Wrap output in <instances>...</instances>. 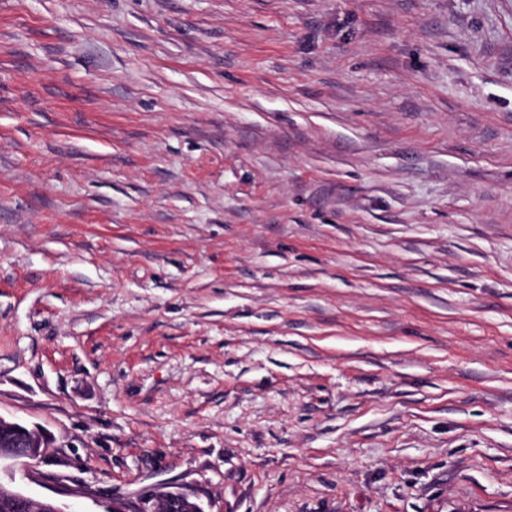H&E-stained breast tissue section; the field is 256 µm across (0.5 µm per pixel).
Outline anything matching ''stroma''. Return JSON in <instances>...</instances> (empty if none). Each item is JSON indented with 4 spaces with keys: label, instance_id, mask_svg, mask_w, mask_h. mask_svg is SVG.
Listing matches in <instances>:
<instances>
[{
    "label": "stroma",
    "instance_id": "stroma-1",
    "mask_svg": "<svg viewBox=\"0 0 512 512\" xmlns=\"http://www.w3.org/2000/svg\"><path fill=\"white\" fill-rule=\"evenodd\" d=\"M15 487L512 512V0H0ZM51 447V437L41 427L0 416V472L2 462L27 465L44 458Z\"/></svg>",
    "mask_w": 512,
    "mask_h": 512
}]
</instances>
